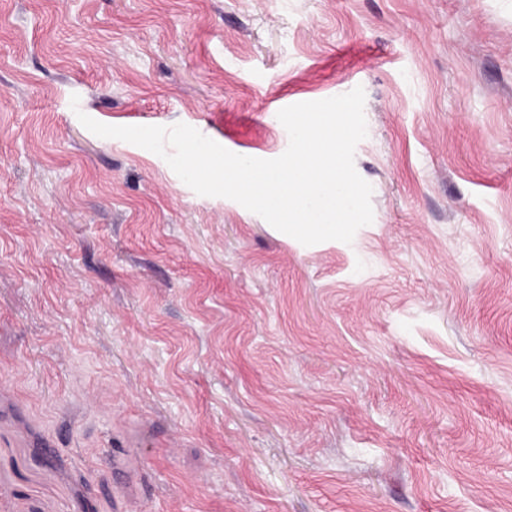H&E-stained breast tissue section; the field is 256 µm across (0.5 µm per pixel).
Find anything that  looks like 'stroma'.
<instances>
[{"label":"stroma","mask_w":512,"mask_h":512,"mask_svg":"<svg viewBox=\"0 0 512 512\" xmlns=\"http://www.w3.org/2000/svg\"><path fill=\"white\" fill-rule=\"evenodd\" d=\"M358 86L349 244L77 118ZM0 512H512V0H0Z\"/></svg>","instance_id":"35a3bbf8"}]
</instances>
